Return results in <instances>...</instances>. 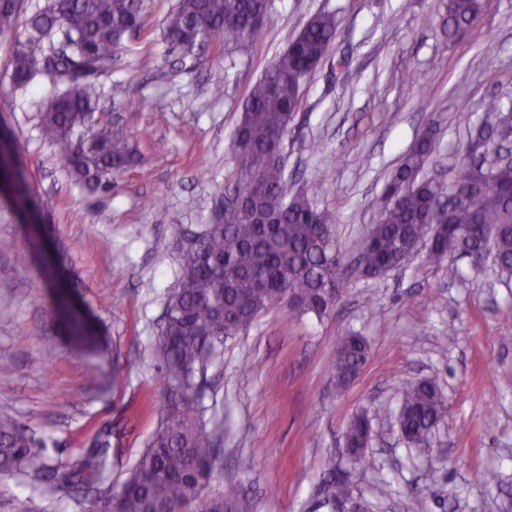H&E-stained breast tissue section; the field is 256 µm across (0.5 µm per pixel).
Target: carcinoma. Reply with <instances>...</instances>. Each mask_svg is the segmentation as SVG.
I'll return each mask as SVG.
<instances>
[{"mask_svg": "<svg viewBox=\"0 0 512 512\" xmlns=\"http://www.w3.org/2000/svg\"><path fill=\"white\" fill-rule=\"evenodd\" d=\"M267 0H177L162 20L171 49L196 58L213 42L246 48L260 33ZM482 0H448L446 24L453 32L474 26ZM151 25L147 0H49L19 21L14 0H0V35L12 37L10 81L25 89L50 70L56 92L39 116L41 137L59 148L73 181L108 192L140 162L132 135L118 122L96 117V79L112 71L127 40ZM335 14L309 18L250 87L233 151L235 166L224 176V195L242 207L224 211V223L198 231L176 227L177 271L165 321L153 351L159 361L164 405L156 430L119 489L106 482L105 448L49 468L36 441L0 413V472L42 479L76 494L84 512H183L201 496L219 462L220 431L208 428L197 377L224 341L248 330L272 310L292 315H330L349 276L334 235V220L304 191L284 190L286 167L278 135L293 127L308 79L333 53ZM485 120L467 146L487 130L512 138V108L492 97ZM0 154V175L9 176L20 202L37 205L15 143ZM437 131L427 126L378 197L376 219L361 243L367 269L391 266L416 242L437 233L428 259L442 264L455 255L486 257L499 276L512 278V164L476 168L461 164L444 183L422 176ZM359 335L340 338L331 370L339 382L356 376L367 360ZM448 414L436 386L420 381L402 390L399 425L416 441ZM369 418L355 416L350 442H365ZM205 512H239L232 495L203 501Z\"/></svg>", "mask_w": 512, "mask_h": 512, "instance_id": "carcinoma-1", "label": "carcinoma"}]
</instances>
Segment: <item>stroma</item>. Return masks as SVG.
<instances>
[{"instance_id":"35a3bbf8","label":"stroma","mask_w":512,"mask_h":512,"mask_svg":"<svg viewBox=\"0 0 512 512\" xmlns=\"http://www.w3.org/2000/svg\"><path fill=\"white\" fill-rule=\"evenodd\" d=\"M176 0H152L147 37L132 40L97 80L103 119L125 125L140 165L109 192L70 181L39 133L51 82L9 80L0 37V121L17 138L38 194L30 214L0 195V412L32 435L49 464L92 452L111 431L112 483L124 481L159 421L158 338L175 283L174 227L201 229L220 207L233 168L236 124L250 86L315 13H335L333 55L304 87L285 151L288 173L336 218L349 259L372 223L374 201L427 124L439 130L427 176L450 179L489 96L512 99V0H482L463 36L444 26L448 0H268L249 52L210 45L178 60L160 20ZM222 84L213 97L210 88ZM326 150L310 154L306 142ZM34 223L87 317L72 336L57 291L20 241ZM363 336L369 356L345 385L330 372L340 337ZM120 366L123 381L112 383ZM433 381L448 418L427 446L403 438L399 388ZM203 404L223 426L207 496L236 494L249 512H332L325 487L346 478L365 512H506L512 502V282L467 259L441 265L417 254L379 278L351 275L327 317L263 316L225 342L203 378ZM367 413L365 464L345 447ZM252 458L243 470L239 462ZM336 472L328 474L327 458ZM492 470L494 483L482 475ZM33 512H77L28 476L0 473V512L15 498Z\"/></svg>"}]
</instances>
